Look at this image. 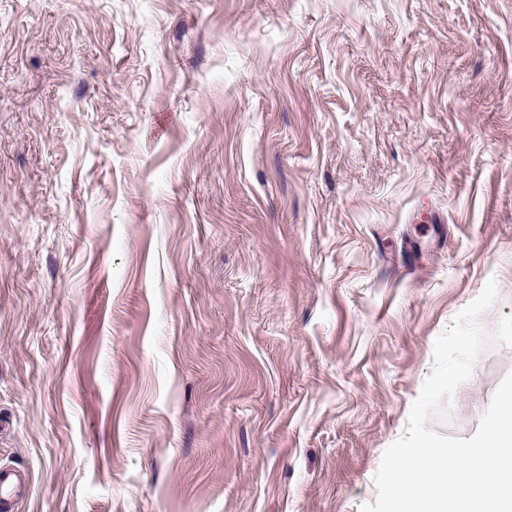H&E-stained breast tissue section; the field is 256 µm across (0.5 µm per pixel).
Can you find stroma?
<instances>
[{
	"label": "stroma",
	"instance_id": "obj_1",
	"mask_svg": "<svg viewBox=\"0 0 512 512\" xmlns=\"http://www.w3.org/2000/svg\"><path fill=\"white\" fill-rule=\"evenodd\" d=\"M512 315V0H0L18 512H360L434 344ZM512 373L493 343L437 433Z\"/></svg>",
	"mask_w": 512,
	"mask_h": 512
}]
</instances>
